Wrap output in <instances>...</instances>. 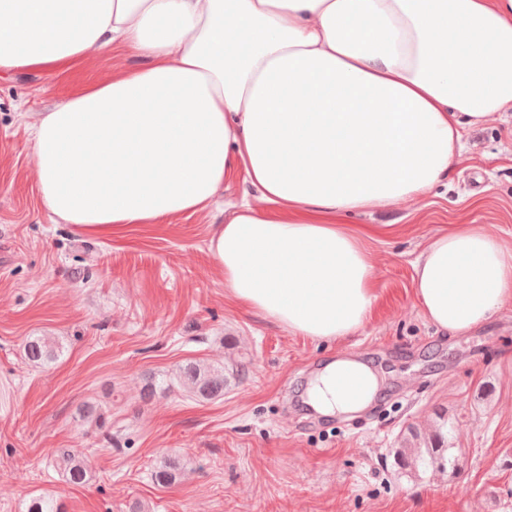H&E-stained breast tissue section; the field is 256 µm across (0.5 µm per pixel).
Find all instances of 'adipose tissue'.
Instances as JSON below:
<instances>
[{"label": "adipose tissue", "instance_id": "ef3b65f1", "mask_svg": "<svg viewBox=\"0 0 512 512\" xmlns=\"http://www.w3.org/2000/svg\"><path fill=\"white\" fill-rule=\"evenodd\" d=\"M115 47L140 65L32 131L44 208L108 235L205 210L244 176L276 213L243 203L214 228L226 291L319 341L367 320L370 250L391 232L346 216L441 184L463 128L512 109V0H0V72H61ZM413 288L440 331L466 334L512 301V247L452 225ZM378 388L344 357L308 395L320 414L354 413Z\"/></svg>", "mask_w": 512, "mask_h": 512}]
</instances>
